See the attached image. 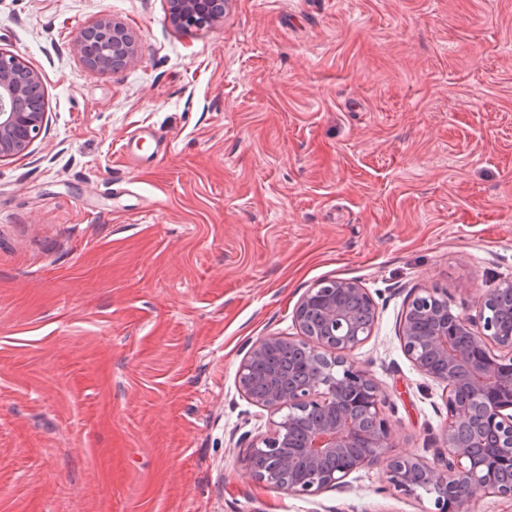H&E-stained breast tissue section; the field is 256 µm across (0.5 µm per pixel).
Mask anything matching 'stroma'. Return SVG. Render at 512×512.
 <instances>
[{
    "instance_id": "35a3bbf8",
    "label": "stroma",
    "mask_w": 512,
    "mask_h": 512,
    "mask_svg": "<svg viewBox=\"0 0 512 512\" xmlns=\"http://www.w3.org/2000/svg\"><path fill=\"white\" fill-rule=\"evenodd\" d=\"M105 16L136 47L114 74L74 49ZM0 45L47 111L0 163V512H433L379 465L253 478L270 415L237 370L313 283L358 281L384 453L434 461L443 388L398 324L512 280V0H230L200 30L165 0H0Z\"/></svg>"
}]
</instances>
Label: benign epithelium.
Returning <instances> with one entry per match:
<instances>
[{"label":"benign epithelium","mask_w":512,"mask_h":512,"mask_svg":"<svg viewBox=\"0 0 512 512\" xmlns=\"http://www.w3.org/2000/svg\"><path fill=\"white\" fill-rule=\"evenodd\" d=\"M169 20L204 28L224 20L226 0H167ZM83 61L91 54L133 57L127 30L104 17L74 41ZM43 89L41 74L0 48V163L24 154L40 136L46 111L23 109ZM376 304L357 281L316 284L294 310L298 335L251 342L237 371L239 390L271 415L265 435L249 444L248 469L261 482L299 495L344 490L364 466L385 463L388 483L412 494L425 486L436 512H463L484 492L512 500V281L482 297L478 315L453 311L448 295L427 291L409 301L399 326L406 356L422 374L443 385L448 409V456L433 463L411 456L383 460L392 431L381 416L384 401L370 373L349 354L371 335ZM297 352L288 365H269L268 388L254 390L256 366L278 347Z\"/></svg>","instance_id":"obj_1"}]
</instances>
